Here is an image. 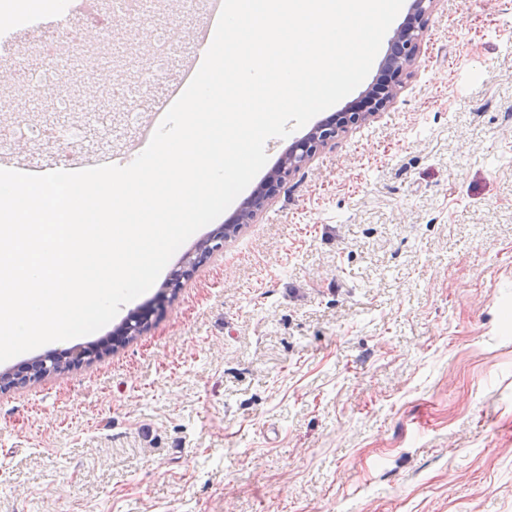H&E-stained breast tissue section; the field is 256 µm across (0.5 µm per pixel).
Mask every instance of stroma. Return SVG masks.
I'll list each match as a JSON object with an SVG mask.
<instances>
[{"label":"stroma","instance_id":"1","mask_svg":"<svg viewBox=\"0 0 512 512\" xmlns=\"http://www.w3.org/2000/svg\"><path fill=\"white\" fill-rule=\"evenodd\" d=\"M121 21L114 81L85 57L86 129L55 162L119 151L142 83ZM395 99L287 176L253 223L168 288L239 194L100 330L0 362L76 354L136 312L142 336L0 391V512H512V0H438ZM136 98L108 100L110 84Z\"/></svg>","mask_w":512,"mask_h":512}]
</instances>
